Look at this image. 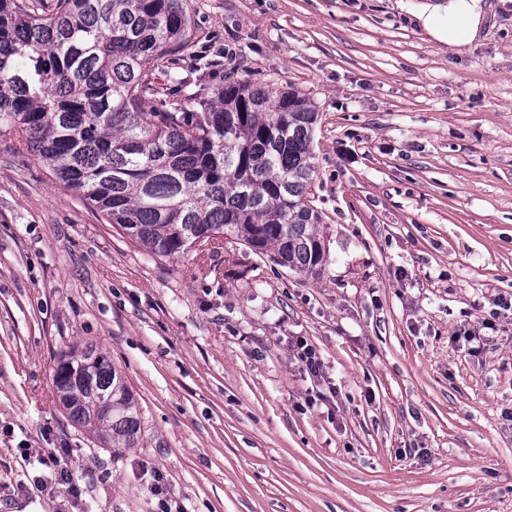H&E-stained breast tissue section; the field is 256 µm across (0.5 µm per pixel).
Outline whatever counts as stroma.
<instances>
[{
  "label": "stroma",
  "instance_id": "obj_1",
  "mask_svg": "<svg viewBox=\"0 0 512 512\" xmlns=\"http://www.w3.org/2000/svg\"><path fill=\"white\" fill-rule=\"evenodd\" d=\"M462 52L397 0H184L226 76L320 114L327 261L239 243L159 258L0 135V512H512V0ZM479 338L472 352L468 334ZM322 364L309 377L291 341ZM121 370L139 444L63 412L57 358ZM67 449L81 508L44 489Z\"/></svg>",
  "mask_w": 512,
  "mask_h": 512
}]
</instances>
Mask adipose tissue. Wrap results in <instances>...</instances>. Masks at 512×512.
<instances>
[{"mask_svg":"<svg viewBox=\"0 0 512 512\" xmlns=\"http://www.w3.org/2000/svg\"><path fill=\"white\" fill-rule=\"evenodd\" d=\"M399 7L414 16L426 35L457 49L480 34L487 16L485 0H448L447 5L414 6L401 0Z\"/></svg>","mask_w":512,"mask_h":512,"instance_id":"1","label":"adipose tissue"}]
</instances>
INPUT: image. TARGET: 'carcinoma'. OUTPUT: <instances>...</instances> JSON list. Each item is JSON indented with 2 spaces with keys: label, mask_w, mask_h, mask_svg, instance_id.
<instances>
[{
  "label": "carcinoma",
  "mask_w": 512,
  "mask_h": 512,
  "mask_svg": "<svg viewBox=\"0 0 512 512\" xmlns=\"http://www.w3.org/2000/svg\"><path fill=\"white\" fill-rule=\"evenodd\" d=\"M195 31L183 0H0V128L157 257L224 239L320 272L319 113L295 91L229 76L208 102L185 92ZM156 70L183 102L147 111ZM54 384L72 423L107 448L135 447L134 395L104 353L61 354Z\"/></svg>",
  "instance_id": "1"
}]
</instances>
